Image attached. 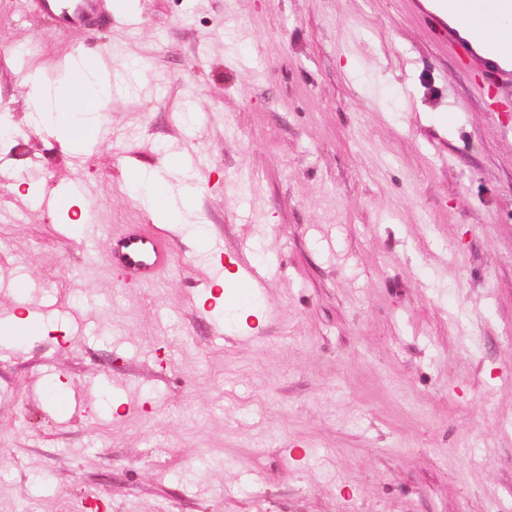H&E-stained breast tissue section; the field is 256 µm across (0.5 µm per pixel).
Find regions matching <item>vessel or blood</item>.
I'll return each instance as SVG.
<instances>
[{
    "label": "vessel or blood",
    "mask_w": 512,
    "mask_h": 512,
    "mask_svg": "<svg viewBox=\"0 0 512 512\" xmlns=\"http://www.w3.org/2000/svg\"><path fill=\"white\" fill-rule=\"evenodd\" d=\"M130 0H36L39 10L62 30L81 28L96 30L111 24L113 19L131 15ZM442 15L456 27L474 33L481 44L489 46L494 59L477 57L471 43L449 36L450 47L462 49L468 59L478 60L487 69H498L503 59L512 60V42L501 39L500 20L512 16V0H436ZM71 80L81 84L85 74L96 68V51L79 47ZM500 69V68H499ZM113 267L127 285H141L169 261L165 238L154 229L125 235L113 240L109 247Z\"/></svg>",
    "instance_id": "1"
}]
</instances>
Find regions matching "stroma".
<instances>
[{"label": "stroma", "mask_w": 512, "mask_h": 512, "mask_svg": "<svg viewBox=\"0 0 512 512\" xmlns=\"http://www.w3.org/2000/svg\"><path fill=\"white\" fill-rule=\"evenodd\" d=\"M77 46L145 68L79 153L26 104ZM1 111L0 319L44 330L0 342V512H512V83L442 22L136 0L91 33L0 0ZM132 170L195 188L183 223L155 225ZM76 183L89 211L42 210ZM153 225L172 260L123 287L108 241ZM253 267L261 317L205 301Z\"/></svg>", "instance_id": "35a3bbf8"}]
</instances>
